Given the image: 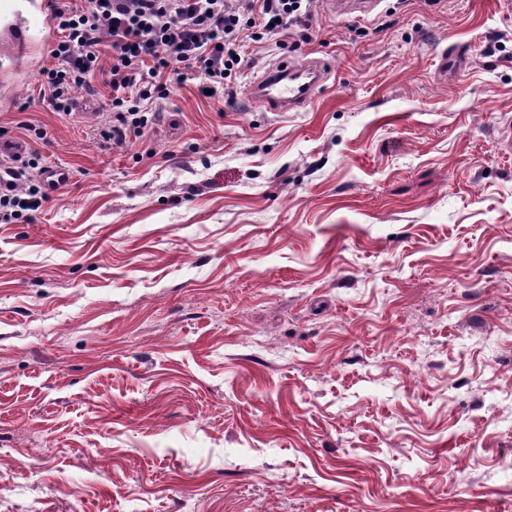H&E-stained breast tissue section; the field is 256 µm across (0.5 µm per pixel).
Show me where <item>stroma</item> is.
I'll return each instance as SVG.
<instances>
[{
	"label": "stroma",
	"instance_id": "stroma-1",
	"mask_svg": "<svg viewBox=\"0 0 512 512\" xmlns=\"http://www.w3.org/2000/svg\"><path fill=\"white\" fill-rule=\"evenodd\" d=\"M313 14L120 146L46 49L0 109L71 174L0 224V512H512V0ZM330 73L321 60L299 66L274 64L250 85L247 97L260 100L268 112H300L312 103Z\"/></svg>",
	"mask_w": 512,
	"mask_h": 512
}]
</instances>
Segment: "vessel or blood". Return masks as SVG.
Instances as JSON below:
<instances>
[{
    "label": "vessel or blood",
    "mask_w": 512,
    "mask_h": 512,
    "mask_svg": "<svg viewBox=\"0 0 512 512\" xmlns=\"http://www.w3.org/2000/svg\"><path fill=\"white\" fill-rule=\"evenodd\" d=\"M53 0H0V105H5L40 48L52 38ZM331 69L321 60L273 65L253 82L248 96L270 112H299L315 99Z\"/></svg>",
    "instance_id": "vessel-or-blood-1"
}]
</instances>
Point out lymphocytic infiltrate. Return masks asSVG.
<instances>
[{
  "label": "lymphocytic infiltrate",
  "instance_id": "1",
  "mask_svg": "<svg viewBox=\"0 0 512 512\" xmlns=\"http://www.w3.org/2000/svg\"><path fill=\"white\" fill-rule=\"evenodd\" d=\"M312 16V0H55L40 91L67 114L79 92L109 88L112 121L100 137L104 148L120 146L152 126L151 105L168 95L170 77L193 75L233 102L243 42L306 31ZM44 172L33 159H0V224L33 222L47 199Z\"/></svg>",
  "mask_w": 512,
  "mask_h": 512
}]
</instances>
